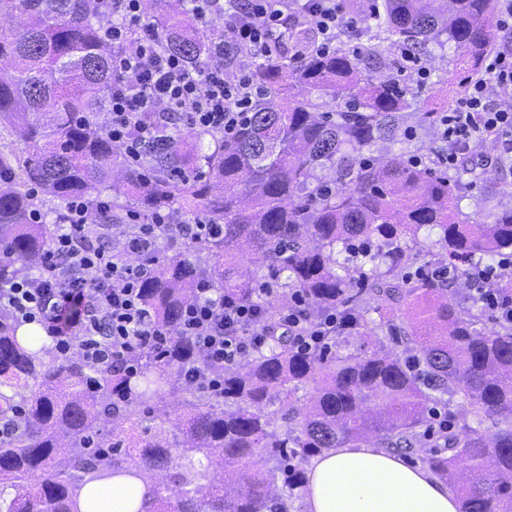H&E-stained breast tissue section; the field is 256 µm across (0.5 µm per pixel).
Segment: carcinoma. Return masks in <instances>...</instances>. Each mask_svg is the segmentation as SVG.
Segmentation results:
<instances>
[{
    "label": "carcinoma",
    "mask_w": 512,
    "mask_h": 512,
    "mask_svg": "<svg viewBox=\"0 0 512 512\" xmlns=\"http://www.w3.org/2000/svg\"><path fill=\"white\" fill-rule=\"evenodd\" d=\"M150 25L160 46L198 69L211 41L191 28L183 0H150ZM366 22L349 36L395 40L414 53L430 43L454 47L455 69L478 73L494 43V0H368ZM0 16L20 21L0 31V125L32 147L26 155L0 152V171L14 174L0 188V280L38 265L53 232L28 223L33 201L24 187L67 201L102 192L118 172L121 202L110 222L131 208L143 215L173 208L204 211L223 235L188 241L159 262L142 283L158 322L175 330L183 307L206 277L239 297L255 283L236 271L247 258L268 269L284 291L299 289L312 311L339 310L350 333L367 328L362 313L380 318L407 306L400 343L357 356L299 352L283 332L275 346L224 370V393L192 388L174 378L196 358L193 344L171 337L160 361L140 357L139 388L121 368L61 359L22 345L20 324L0 312V400L25 402L23 420L0 438V512H80L82 491L114 476L164 472L163 490L148 488L138 512H274L302 481L300 464L330 448L409 451L428 436L430 405L461 397L478 417L460 438L444 437L450 455L428 454L429 469L454 484L461 471L460 512H512V325L483 324L475 305L453 296L454 282L424 278L407 285L399 268L423 252L418 233L438 230L448 257L481 264L512 251V208L490 224H468L453 209L456 175L405 158L376 162L365 156L379 141L406 137L409 89L361 66L360 55L338 48L309 51L297 60L276 56L256 67L263 90L250 118L229 139L187 129L147 168L129 166L122 150L90 118L112 89V47L98 35L103 0H0ZM338 100L344 106L322 111ZM314 383L301 420L288 401V385ZM191 396L177 419L160 405ZM151 405L159 428L115 433ZM112 428L104 430V421ZM297 421L283 432L277 423ZM493 421V429L483 427ZM170 428H165V424ZM262 457L267 466L237 464Z\"/></svg>",
    "instance_id": "obj_1"
}]
</instances>
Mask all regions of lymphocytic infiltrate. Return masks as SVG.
I'll use <instances>...</instances> for the list:
<instances>
[{
    "mask_svg": "<svg viewBox=\"0 0 512 512\" xmlns=\"http://www.w3.org/2000/svg\"><path fill=\"white\" fill-rule=\"evenodd\" d=\"M185 3L201 26L220 17L227 32L213 40L210 60L199 70L160 47L142 22V0H108L100 33L114 51V79L103 131L135 166L168 145L167 131L177 123L232 136L248 120L259 91L250 72L228 77L226 60L238 54L264 60L279 52L288 17H304L316 31L313 51L336 49L340 0H250L243 10L236 0ZM440 128L448 147L441 158L445 167L456 168L489 144L512 155V41L486 56L481 75L442 116ZM111 211L105 197L67 200L64 220L41 263L31 273L0 283V311L41 325L58 356L112 362L129 377L137 373L139 352L161 356L170 334L188 337L198 358L180 367V378L212 393L222 391L223 369L251 357L268 341L264 300L274 294L273 284L262 282L246 300L201 280L176 331H169L144 303L141 284L157 269L160 243L206 240L214 229L203 218L187 220L173 209L147 219L131 211L121 223H105ZM274 322L296 348L311 351L335 335L343 319L333 310L312 318L304 296L292 290Z\"/></svg>",
    "mask_w": 512,
    "mask_h": 512,
    "instance_id": "obj_1",
    "label": "lymphocytic infiltrate"
}]
</instances>
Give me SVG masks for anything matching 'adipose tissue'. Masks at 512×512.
<instances>
[{"mask_svg": "<svg viewBox=\"0 0 512 512\" xmlns=\"http://www.w3.org/2000/svg\"><path fill=\"white\" fill-rule=\"evenodd\" d=\"M307 512H459L446 482L391 450L333 448L311 459L304 482Z\"/></svg>", "mask_w": 512, "mask_h": 512, "instance_id": "adipose-tissue-1", "label": "adipose tissue"}]
</instances>
